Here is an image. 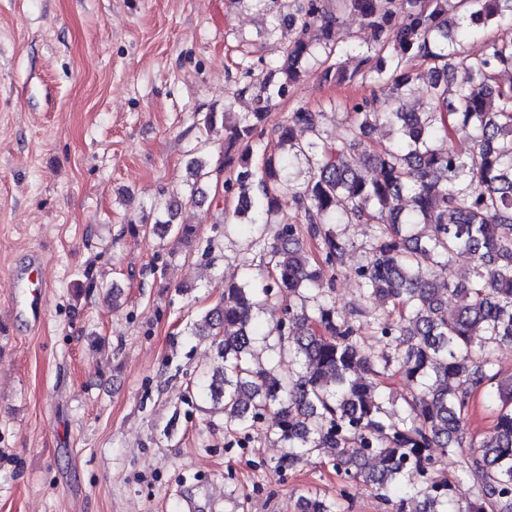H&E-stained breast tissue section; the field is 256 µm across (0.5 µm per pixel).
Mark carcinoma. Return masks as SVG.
I'll return each mask as SVG.
<instances>
[{
  "mask_svg": "<svg viewBox=\"0 0 512 512\" xmlns=\"http://www.w3.org/2000/svg\"><path fill=\"white\" fill-rule=\"evenodd\" d=\"M327 0H303L299 16L277 19L290 34L282 62L266 65L252 87V111L207 112L205 130L224 134V182L236 191L233 218L257 230L270 303L281 291L294 302L274 310L266 348L286 355L297 369L283 377L274 364L255 360L253 323L261 308L252 281L224 285L220 304L193 323L191 334L208 336L214 366L202 372L195 394L221 406L224 427L240 445L266 422L286 452L280 466L293 468L314 455L331 458L346 486L336 501L302 495L299 512H345L358 485L395 512H512V376L500 377L493 354L512 344V84L497 74L512 69V39L489 40L479 54L455 47L454 31L478 34L504 20L512 24V0H335L357 22L344 44ZM426 66L431 106L424 112L395 107L414 79L407 61ZM323 65V81L339 86L367 83L370 95L351 107L344 143L324 141L317 114L291 113L277 127L275 149L260 166L249 156L258 127L275 101L288 96L308 65ZM466 81L448 100V74ZM384 119L396 124L391 144L370 148L371 129ZM309 133L301 140L297 130ZM461 147L441 150L438 137ZM364 146L375 176H362L352 150ZM301 158L308 179L291 183L290 163ZM196 182L183 190L199 203V182L212 176L203 156L190 159ZM290 194L303 227L278 223L265 241L269 217ZM177 193L158 202L153 223L127 231L171 232L189 244L195 224H175ZM361 224L386 213L377 226L367 262L356 270L364 297L377 309L368 327L382 347H362L356 316L336 305L320 282L341 263L346 243L331 224L336 212ZM423 224L425 236L410 228ZM315 251L304 247V238ZM468 252L475 264L464 280L453 277L454 255ZM464 293L469 304L448 311L445 293ZM402 378L410 395L401 409L385 391V377ZM495 407L489 430L473 436L468 413L476 395ZM457 455L475 490L466 508L457 506L455 481L440 479L445 458Z\"/></svg>",
  "mask_w": 512,
  "mask_h": 512,
  "instance_id": "carcinoma-1",
  "label": "carcinoma"
}]
</instances>
